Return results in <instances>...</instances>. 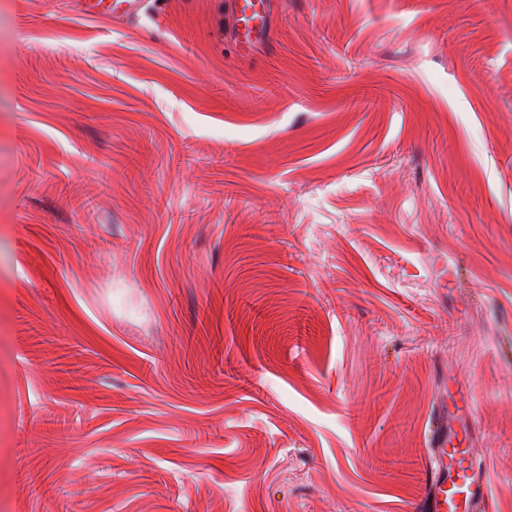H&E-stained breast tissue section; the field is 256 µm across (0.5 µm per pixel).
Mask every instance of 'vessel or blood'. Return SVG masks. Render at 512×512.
Instances as JSON below:
<instances>
[{
	"label": "vessel or blood",
	"mask_w": 512,
	"mask_h": 512,
	"mask_svg": "<svg viewBox=\"0 0 512 512\" xmlns=\"http://www.w3.org/2000/svg\"><path fill=\"white\" fill-rule=\"evenodd\" d=\"M85 19L115 22L139 19L148 0H73ZM272 0H228L229 34L244 47L267 40L271 33ZM461 427L450 414H441L430 431V463L424 488L409 512H491L492 502L484 469L475 451L460 439Z\"/></svg>",
	"instance_id": "1"
}]
</instances>
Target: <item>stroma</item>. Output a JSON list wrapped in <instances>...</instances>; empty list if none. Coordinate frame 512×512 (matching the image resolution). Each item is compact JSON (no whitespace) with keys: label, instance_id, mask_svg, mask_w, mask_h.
I'll return each instance as SVG.
<instances>
[{"label":"stroma","instance_id":"stroma-1","mask_svg":"<svg viewBox=\"0 0 512 512\" xmlns=\"http://www.w3.org/2000/svg\"><path fill=\"white\" fill-rule=\"evenodd\" d=\"M271 25L0 0V512H512V0ZM458 421L443 411L430 431V463L424 488L410 512H491L485 470L475 464V448L460 439Z\"/></svg>","mask_w":512,"mask_h":512}]
</instances>
